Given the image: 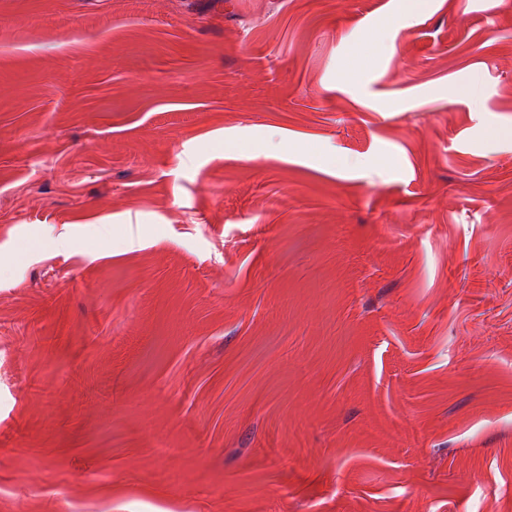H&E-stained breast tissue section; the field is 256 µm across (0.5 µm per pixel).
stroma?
Masks as SVG:
<instances>
[{"label": "stroma", "instance_id": "stroma-1", "mask_svg": "<svg viewBox=\"0 0 512 512\" xmlns=\"http://www.w3.org/2000/svg\"><path fill=\"white\" fill-rule=\"evenodd\" d=\"M401 5L0 0V512H512V0Z\"/></svg>", "mask_w": 512, "mask_h": 512}]
</instances>
